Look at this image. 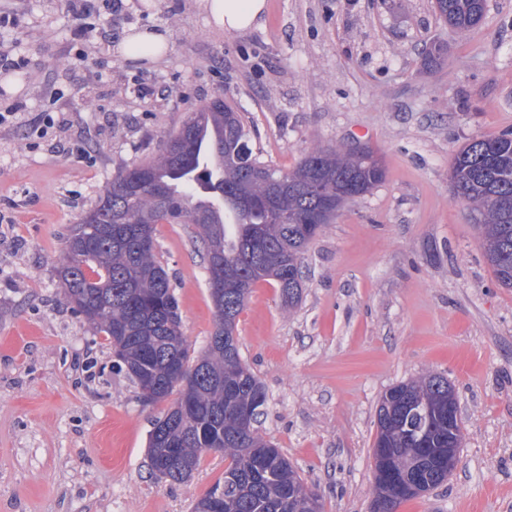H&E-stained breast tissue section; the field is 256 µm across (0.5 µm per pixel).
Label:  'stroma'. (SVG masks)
<instances>
[{
  "instance_id": "35a3bbf8",
  "label": "stroma",
  "mask_w": 512,
  "mask_h": 512,
  "mask_svg": "<svg viewBox=\"0 0 512 512\" xmlns=\"http://www.w3.org/2000/svg\"><path fill=\"white\" fill-rule=\"evenodd\" d=\"M266 2L258 26L228 32L199 0H123L78 37L70 0H0L13 20L0 46L25 58L0 73V113L14 114L0 124V512H191L223 475L213 453L184 483L151 473L148 437L171 403L143 402L56 273L113 172L217 95L262 162L366 144L386 170L309 244L297 305L263 281L238 317L267 396L259 434L324 512H369L379 399L438 373L458 396L460 462L398 512H512V288L448 182L466 142L512 130V0H487L463 36L434 0ZM133 27L168 32L169 53L119 55ZM434 42L448 59L429 70ZM154 244L198 356L214 329L207 270L186 225H156Z\"/></svg>"
}]
</instances>
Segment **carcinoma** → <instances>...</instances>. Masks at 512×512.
<instances>
[{
	"instance_id": "carcinoma-1",
	"label": "carcinoma",
	"mask_w": 512,
	"mask_h": 512,
	"mask_svg": "<svg viewBox=\"0 0 512 512\" xmlns=\"http://www.w3.org/2000/svg\"><path fill=\"white\" fill-rule=\"evenodd\" d=\"M485 0H434L439 16L460 35L476 27ZM448 46L433 43L424 65L442 66ZM170 146L118 170L99 203L86 211L65 242L57 268L64 297L94 331L104 334L135 380L160 384L154 402L179 399L150 432L154 474L188 481L201 455L228 460L224 476L192 512H308L312 496L288 459L258 434L266 393L242 360L235 326L252 288L273 280L285 304L299 302L302 256L346 202L385 178L369 146L314 149L290 171L259 161L248 145L242 115L221 97L187 114ZM449 178L454 197L476 213L475 228L497 282L512 288V131L474 138L455 154ZM286 213L289 224L276 216ZM191 226L204 245L208 274L224 282V308L214 313L206 350L191 358L168 273L155 254L154 225ZM444 376L430 374L389 388L377 407L375 480L380 512H397L414 498L410 485L431 490L448 475V395ZM224 499L210 507L215 492Z\"/></svg>"
}]
</instances>
